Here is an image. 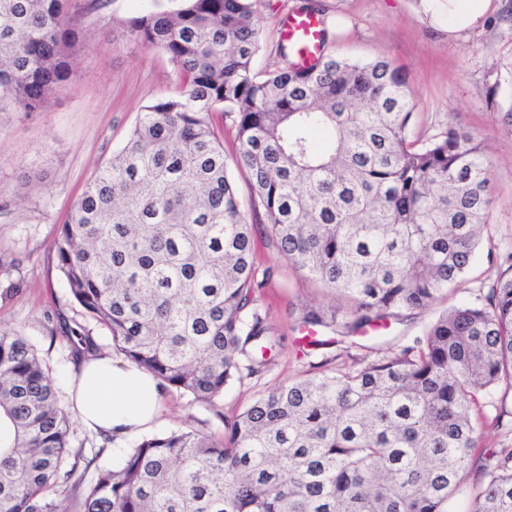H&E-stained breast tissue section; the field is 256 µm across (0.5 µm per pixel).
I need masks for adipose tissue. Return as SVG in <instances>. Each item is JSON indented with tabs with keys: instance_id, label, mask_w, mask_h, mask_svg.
Here are the masks:
<instances>
[{
	"instance_id": "ef3b65f1",
	"label": "adipose tissue",
	"mask_w": 512,
	"mask_h": 512,
	"mask_svg": "<svg viewBox=\"0 0 512 512\" xmlns=\"http://www.w3.org/2000/svg\"><path fill=\"white\" fill-rule=\"evenodd\" d=\"M70 406L88 429L122 437L150 429L162 404L151 374L107 354L82 361L69 389Z\"/></svg>"
}]
</instances>
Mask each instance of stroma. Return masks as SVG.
<instances>
[{
	"instance_id": "35a3bbf8",
	"label": "stroma",
	"mask_w": 512,
	"mask_h": 512,
	"mask_svg": "<svg viewBox=\"0 0 512 512\" xmlns=\"http://www.w3.org/2000/svg\"><path fill=\"white\" fill-rule=\"evenodd\" d=\"M310 3L325 22L330 50L357 60L382 56L402 70L413 103L414 135L428 137L453 125L488 150L490 237L454 294L392 321L390 342L408 343L447 308L476 301L498 273L495 257L512 247V136L499 124L501 112L512 103V0H492L479 27L453 35L425 0H263L256 68L277 61L281 22ZM153 6L154 0H98L81 20L66 89L51 96L42 111L0 117V257L6 262L0 270V331H17L28 339L49 367L63 401L79 365L70 326H85L99 350L112 351L113 344L109 331L74 303L57 268L53 242L87 183L125 145L141 107L176 90L168 60L142 47L122 25ZM254 222V266L260 273L273 272L261 305L281 338L275 364L261 378L232 385L210 405L165 389L154 433L190 426L222 435L226 418L310 369L296 343L298 321L305 306H327L332 298L280 257L264 230V216H255ZM502 413H512V390L503 387L480 398L472 411L482 438L448 512H472L484 466L492 454L512 444L495 427ZM135 443L132 436L108 440L80 422L72 424L70 445L82 449L80 467L89 479Z\"/></svg>"
}]
</instances>
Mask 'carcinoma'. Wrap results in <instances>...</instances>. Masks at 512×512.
Segmentation results:
<instances>
[{
    "label": "carcinoma",
    "instance_id": "obj_1",
    "mask_svg": "<svg viewBox=\"0 0 512 512\" xmlns=\"http://www.w3.org/2000/svg\"><path fill=\"white\" fill-rule=\"evenodd\" d=\"M127 18L172 64L177 93L144 105L87 185L53 250L74 301L124 358L198 403L263 374L280 337L258 303L252 211L280 256L338 306L305 309L308 348L357 338L456 287L488 232L491 165L448 127L412 133L409 86L383 57L320 52L255 68L261 0H177ZM76 0H0V112H38L65 88ZM480 302L442 312L404 346L325 358L224 420L144 438L98 469L82 512H447L479 434L478 394L512 389V251ZM72 422L42 359L0 333V512H69L84 481ZM474 512H512V448L484 471Z\"/></svg>",
    "mask_w": 512,
    "mask_h": 512
}]
</instances>
